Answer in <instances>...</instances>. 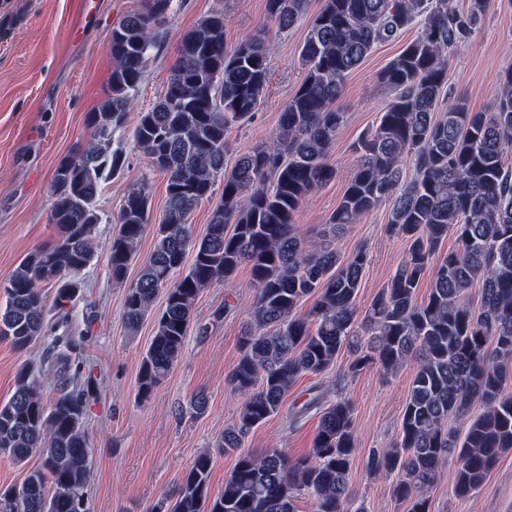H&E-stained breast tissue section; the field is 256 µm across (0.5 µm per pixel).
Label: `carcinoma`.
Returning <instances> with one entry per match:
<instances>
[{
	"label": "carcinoma",
	"mask_w": 512,
	"mask_h": 512,
	"mask_svg": "<svg viewBox=\"0 0 512 512\" xmlns=\"http://www.w3.org/2000/svg\"><path fill=\"white\" fill-rule=\"evenodd\" d=\"M173 0H145L112 25L110 96L89 113V138L56 165L51 244L29 252L14 267L0 304V337L19 351L52 337L40 370L23 365L15 391L0 402V456L41 467L23 481L0 487V512H88L83 496L91 472L85 418L94 399V371L72 358L67 307L80 293L76 275L94 260L93 234L101 222L96 199L107 175L120 173L127 155L114 135L123 128L145 69L162 38ZM304 0H266L281 30L295 26ZM491 0H323L300 49L305 78L280 114L275 138L225 164L229 127L254 117L268 67L264 42L239 41L224 49V11L186 32L165 89L139 115L133 139L149 169L166 180L165 209L154 247L122 300L129 331L154 315V336L142 354L138 396L150 398L179 359L200 292L250 267L255 299L241 353L228 381L244 396L237 423L219 447L238 452L224 489L210 491L211 458L200 453L172 495L151 512H297L305 494L315 512H345L348 472L358 442L348 401L330 400L320 387L298 414L316 412L312 452L288 458L277 449L245 448L249 433L277 413L289 389L305 375H323L346 347L349 370L375 364L394 372L415 363L398 441L369 453L375 475H392L394 498L407 512H430V493L448 461L457 464L453 491L478 492L499 458L512 451V69L501 78L494 112H473L463 101L439 105L448 82V50L467 41ZM414 39L387 63L380 81L393 96L372 130L358 142L356 166L322 242L298 236L294 217L316 190L336 180L325 156L345 122L342 87L380 43L411 25ZM410 164L415 177L404 179ZM206 233L198 240L189 217L212 199ZM147 179L130 184L112 223L108 267L124 278L151 219ZM392 201L389 224L408 243L406 259L359 314L357 295L368 263L361 249L343 260L336 233ZM455 247L436 258L448 234ZM194 253L181 271L186 251ZM430 276L427 299L416 289ZM480 283L475 310L469 290ZM55 288L54 314L43 289ZM164 308L153 313L159 292ZM315 297L305 314L301 302ZM55 382L46 399L39 378ZM477 414L459 434L449 419Z\"/></svg>",
	"instance_id": "obj_1"
}]
</instances>
